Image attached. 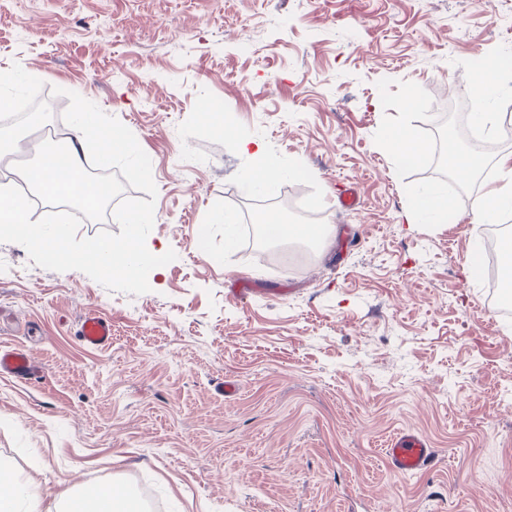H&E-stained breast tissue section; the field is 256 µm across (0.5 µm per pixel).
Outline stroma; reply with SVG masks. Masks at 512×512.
Masks as SVG:
<instances>
[{
	"label": "stroma",
	"mask_w": 512,
	"mask_h": 512,
	"mask_svg": "<svg viewBox=\"0 0 512 512\" xmlns=\"http://www.w3.org/2000/svg\"><path fill=\"white\" fill-rule=\"evenodd\" d=\"M501 44L512 0H0V141L63 126L68 92L95 103L150 157L147 240L176 254L135 296L0 243V346L43 366L0 376V463L41 512L106 484L142 512H512V313L483 286L469 209L404 223L421 176L374 142L379 80L437 111ZM56 87L57 111L12 121ZM241 135L328 230L282 243L276 271L248 248L244 208L265 194ZM89 311L109 347L79 342ZM401 429L435 448L427 472L390 471Z\"/></svg>",
	"instance_id": "1"
}]
</instances>
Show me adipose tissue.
Returning <instances> with one entry per match:
<instances>
[{
  "label": "adipose tissue",
  "mask_w": 512,
  "mask_h": 512,
  "mask_svg": "<svg viewBox=\"0 0 512 512\" xmlns=\"http://www.w3.org/2000/svg\"><path fill=\"white\" fill-rule=\"evenodd\" d=\"M93 141L99 145L100 164L109 165L113 140L101 135L96 115L85 112L80 115L63 153L42 150L38 162L25 171L27 181L50 196L64 199L76 195L84 204H94L101 198L100 191L78 180L82 156ZM498 164L500 168L508 170L509 178L485 188L474 200L472 221L475 224H498L505 213L512 212V152L501 156Z\"/></svg>",
  "instance_id": "obj_1"
}]
</instances>
